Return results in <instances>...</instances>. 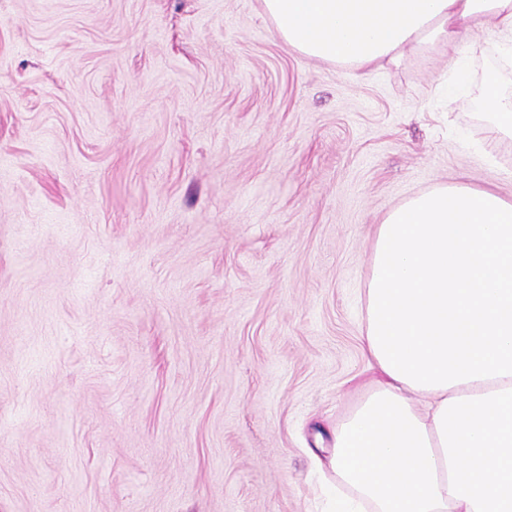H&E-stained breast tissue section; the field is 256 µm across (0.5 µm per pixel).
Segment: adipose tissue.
Returning <instances> with one entry per match:
<instances>
[{
    "instance_id": "1",
    "label": "adipose tissue",
    "mask_w": 512,
    "mask_h": 512,
    "mask_svg": "<svg viewBox=\"0 0 512 512\" xmlns=\"http://www.w3.org/2000/svg\"><path fill=\"white\" fill-rule=\"evenodd\" d=\"M289 49L356 69L481 31L512 58V0H260ZM363 353L334 432V512H512V197L440 183L378 224Z\"/></svg>"
}]
</instances>
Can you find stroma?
Instances as JSON below:
<instances>
[{
	"mask_svg": "<svg viewBox=\"0 0 512 512\" xmlns=\"http://www.w3.org/2000/svg\"><path fill=\"white\" fill-rule=\"evenodd\" d=\"M489 82L304 57L259 0H0V512H325L378 224L512 196Z\"/></svg>",
	"mask_w": 512,
	"mask_h": 512,
	"instance_id": "1",
	"label": "stroma"
}]
</instances>
